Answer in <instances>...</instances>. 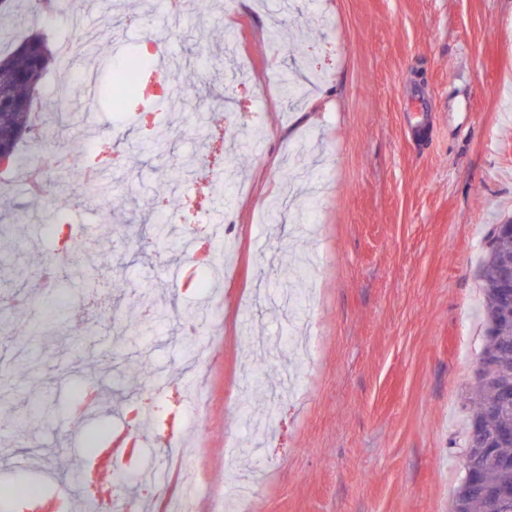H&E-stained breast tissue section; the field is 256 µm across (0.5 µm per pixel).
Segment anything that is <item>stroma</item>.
Returning a JSON list of instances; mask_svg holds the SVG:
<instances>
[{
	"mask_svg": "<svg viewBox=\"0 0 512 512\" xmlns=\"http://www.w3.org/2000/svg\"><path fill=\"white\" fill-rule=\"evenodd\" d=\"M121 2L67 0L45 26L76 41L71 71L92 79L142 30L167 36L166 0H137L141 30ZM180 30L168 62L197 100L160 112L180 135L145 141L133 117L74 96L59 106L58 146L92 133L122 157L100 175L102 197H81L69 170L50 172L38 203L24 180L0 181V222L12 227L0 299L38 302L23 315L0 306V397L14 408L0 413V491L30 474L55 492L57 474L83 470L72 388L92 369L110 368L128 397L154 378L186 394L206 345L214 404L198 460L225 498L250 469L247 512H448L485 344L482 263L494 226L512 221V111L500 99L512 0H241L229 56L219 0L188 10ZM236 106L232 138L224 119ZM215 161L234 167L233 182H208ZM62 202L97 272L42 289L54 255L45 227ZM218 208L236 224L238 274L203 335L183 336L200 301L167 279L189 263L182 240ZM146 224L166 235L145 251ZM58 293L67 306L52 332L31 334ZM145 308L149 322L121 336ZM36 396L50 417L17 428Z\"/></svg>",
	"mask_w": 512,
	"mask_h": 512,
	"instance_id": "stroma-1",
	"label": "stroma"
}]
</instances>
